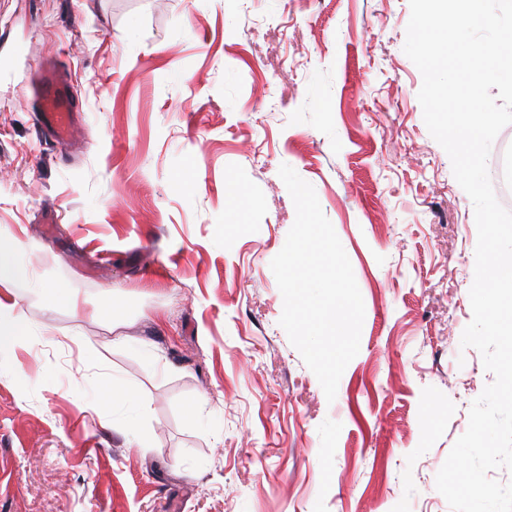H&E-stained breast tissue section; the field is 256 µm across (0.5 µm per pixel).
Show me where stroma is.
<instances>
[{"instance_id":"1","label":"stroma","mask_w":512,"mask_h":512,"mask_svg":"<svg viewBox=\"0 0 512 512\" xmlns=\"http://www.w3.org/2000/svg\"><path fill=\"white\" fill-rule=\"evenodd\" d=\"M408 0H0V235L35 242L0 348V512H451L493 380L471 199L432 138ZM79 131L41 132L39 67ZM310 183L363 297L334 401L271 270ZM84 312L73 315L69 303ZM125 306L117 345L96 307ZM122 379L133 398L102 410ZM23 312L18 301L6 300L0 294V346L2 344H18L23 341L20 336V327L23 324Z\"/></svg>"}]
</instances>
